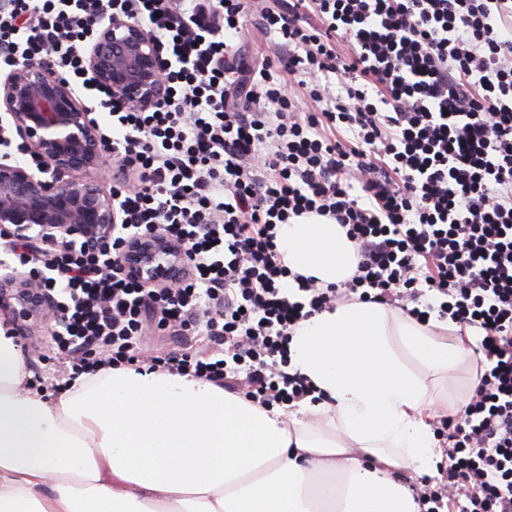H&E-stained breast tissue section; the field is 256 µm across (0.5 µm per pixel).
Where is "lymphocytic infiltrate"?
Returning a JSON list of instances; mask_svg holds the SVG:
<instances>
[{
	"label": "lymphocytic infiltrate",
	"mask_w": 512,
	"mask_h": 512,
	"mask_svg": "<svg viewBox=\"0 0 512 512\" xmlns=\"http://www.w3.org/2000/svg\"><path fill=\"white\" fill-rule=\"evenodd\" d=\"M115 15L152 34L166 92L143 109L101 99L122 221L105 250H49L73 373L144 366L288 405L314 391L280 367L291 327L354 294L405 301L473 330L484 356L470 401L440 419L447 464L419 504L512 512V0H0V64L44 59L94 90L82 48ZM248 25L273 54L243 55ZM308 214L356 244L350 279L283 265L275 227ZM155 227L187 247L177 288L119 262ZM428 292L440 304L419 307ZM148 327L176 349L146 355ZM198 332L222 354L190 347Z\"/></svg>",
	"instance_id": "f902f5d3"
}]
</instances>
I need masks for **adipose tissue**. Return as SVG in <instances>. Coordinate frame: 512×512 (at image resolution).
I'll list each match as a JSON object with an SVG mask.
<instances>
[{
	"label": "adipose tissue",
	"instance_id": "1",
	"mask_svg": "<svg viewBox=\"0 0 512 512\" xmlns=\"http://www.w3.org/2000/svg\"><path fill=\"white\" fill-rule=\"evenodd\" d=\"M292 273L339 283L356 247L318 215L276 227ZM448 321L351 301L300 320L288 370L316 399L266 408L188 374H84L53 400L25 388L0 329V512H420L401 474L436 472L428 376L463 364Z\"/></svg>",
	"mask_w": 512,
	"mask_h": 512
}]
</instances>
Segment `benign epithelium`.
Instances as JSON below:
<instances>
[{
	"label": "benign epithelium",
	"mask_w": 512,
	"mask_h": 512,
	"mask_svg": "<svg viewBox=\"0 0 512 512\" xmlns=\"http://www.w3.org/2000/svg\"><path fill=\"white\" fill-rule=\"evenodd\" d=\"M94 83L113 98L149 107L161 98L163 68L156 43L140 24L119 16L101 25L82 49ZM0 140L9 132L38 162L37 177L18 161L0 163V237L52 246L58 239L99 247L112 235L119 215L103 182L112 179L98 122L71 86L40 61L16 64L0 81ZM185 247L161 232L125 241L120 264L145 283L175 287L185 271ZM18 307V320L59 316L58 300L43 291L35 274L0 277V307Z\"/></svg>",
	"instance_id": "7a95c632"
}]
</instances>
